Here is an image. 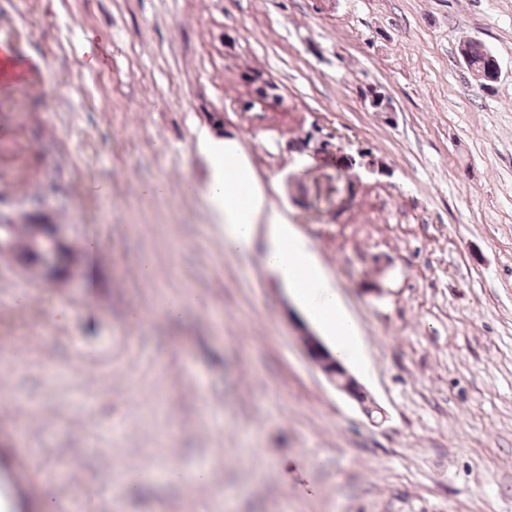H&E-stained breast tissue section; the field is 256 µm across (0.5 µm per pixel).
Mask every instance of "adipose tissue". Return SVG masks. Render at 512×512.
<instances>
[{"instance_id": "1", "label": "adipose tissue", "mask_w": 512, "mask_h": 512, "mask_svg": "<svg viewBox=\"0 0 512 512\" xmlns=\"http://www.w3.org/2000/svg\"><path fill=\"white\" fill-rule=\"evenodd\" d=\"M208 152L212 180L205 202L216 222L224 226L225 249L250 252L256 224L265 222L264 265L268 272L288 287L322 332L334 338L339 360L360 359L357 326L308 241L280 213L266 208L261 188L231 142L209 145Z\"/></svg>"}]
</instances>
